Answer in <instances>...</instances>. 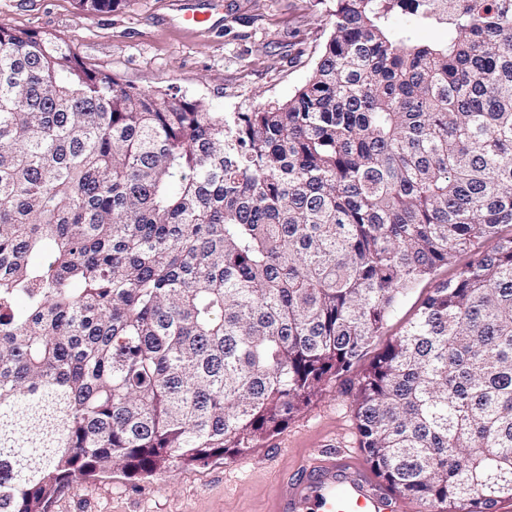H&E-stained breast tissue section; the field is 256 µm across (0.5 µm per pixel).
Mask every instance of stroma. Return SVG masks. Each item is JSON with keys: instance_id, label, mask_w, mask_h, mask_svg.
I'll list each match as a JSON object with an SVG mask.
<instances>
[{"instance_id": "obj_1", "label": "stroma", "mask_w": 512, "mask_h": 512, "mask_svg": "<svg viewBox=\"0 0 512 512\" xmlns=\"http://www.w3.org/2000/svg\"><path fill=\"white\" fill-rule=\"evenodd\" d=\"M222 2L210 20L189 26L186 0H123L118 10L91 17L76 0H0V24L55 34L120 83L201 99L215 112L290 98L333 32L335 0ZM469 259L459 254L404 290L359 360L327 381L283 430L201 465L175 462L153 475L129 478L115 470L74 479L48 512H272L280 481L328 443L368 465L356 420L359 383L435 285Z\"/></svg>"}]
</instances>
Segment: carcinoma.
<instances>
[{"label": "carcinoma", "instance_id": "carcinoma-1", "mask_svg": "<svg viewBox=\"0 0 512 512\" xmlns=\"http://www.w3.org/2000/svg\"><path fill=\"white\" fill-rule=\"evenodd\" d=\"M398 15L428 18L336 0L306 83L247 112L0 26V512L247 450L468 252L362 377L358 429L427 512L512 499V0L444 45ZM391 28L395 33H406L411 43L446 42L448 39V25L431 20L415 21L406 16H399L393 19Z\"/></svg>", "mask_w": 512, "mask_h": 512}]
</instances>
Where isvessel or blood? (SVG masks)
Instances as JSON below:
<instances>
[{"mask_svg":"<svg viewBox=\"0 0 512 512\" xmlns=\"http://www.w3.org/2000/svg\"><path fill=\"white\" fill-rule=\"evenodd\" d=\"M353 458L312 457L278 487L273 512H402Z\"/></svg>","mask_w":512,"mask_h":512,"instance_id":"obj_1","label":"vessel or blood"}]
</instances>
